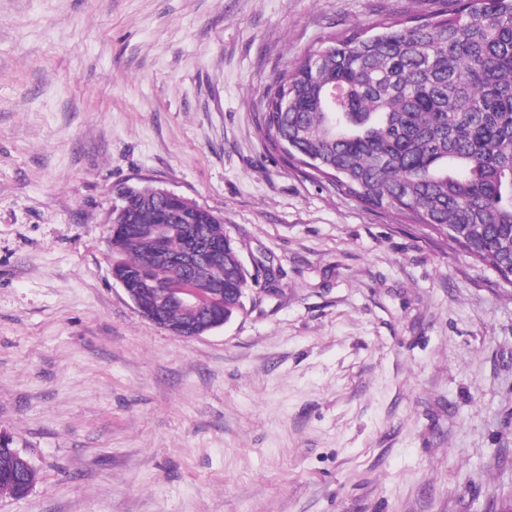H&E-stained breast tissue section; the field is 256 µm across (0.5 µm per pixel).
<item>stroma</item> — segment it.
<instances>
[{
    "mask_svg": "<svg viewBox=\"0 0 512 512\" xmlns=\"http://www.w3.org/2000/svg\"><path fill=\"white\" fill-rule=\"evenodd\" d=\"M442 0H0V512H493L512 287L267 149L273 74ZM224 219L244 308L197 338L112 276L122 186ZM14 445V443H13ZM10 445L12 449H3L0 447V495L12 498H23L33 488L37 480L36 468L31 460L27 462L29 466L23 464V459L28 456L19 452V448Z\"/></svg>",
    "mask_w": 512,
    "mask_h": 512,
    "instance_id": "35a3bbf8",
    "label": "stroma"
}]
</instances>
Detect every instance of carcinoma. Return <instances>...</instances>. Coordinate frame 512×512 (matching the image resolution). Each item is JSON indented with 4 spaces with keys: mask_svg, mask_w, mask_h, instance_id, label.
<instances>
[{
    "mask_svg": "<svg viewBox=\"0 0 512 512\" xmlns=\"http://www.w3.org/2000/svg\"><path fill=\"white\" fill-rule=\"evenodd\" d=\"M427 16L381 18L327 37L272 77L258 129L273 150L309 167L368 207L450 235L512 285V0H453ZM112 239L117 276L182 288L189 275L171 256L183 239L146 243L163 209L141 187ZM195 226L224 252L221 287L199 312L157 310L162 323L222 322L248 288L224 223L195 209ZM0 449V495L23 498L37 470Z\"/></svg>",
    "mask_w": 512,
    "mask_h": 512,
    "instance_id": "1",
    "label": "carcinoma"
}]
</instances>
